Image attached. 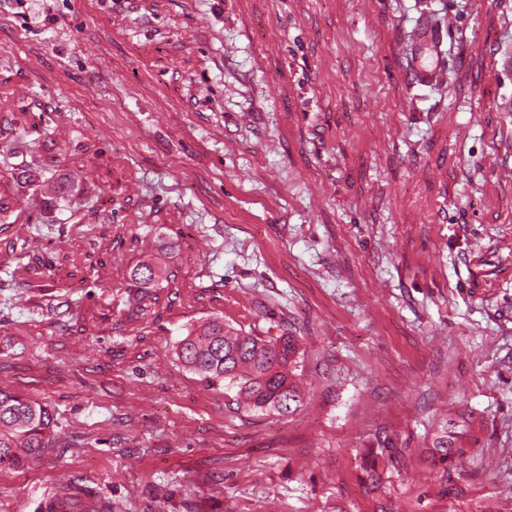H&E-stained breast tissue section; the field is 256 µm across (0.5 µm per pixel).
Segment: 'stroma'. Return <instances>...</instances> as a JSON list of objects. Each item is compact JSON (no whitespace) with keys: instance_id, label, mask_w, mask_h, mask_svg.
<instances>
[{"instance_id":"1","label":"stroma","mask_w":512,"mask_h":512,"mask_svg":"<svg viewBox=\"0 0 512 512\" xmlns=\"http://www.w3.org/2000/svg\"><path fill=\"white\" fill-rule=\"evenodd\" d=\"M509 58L512 0H0V389L60 430L0 512H512ZM213 317L290 412L182 364ZM297 340L294 336L263 339L224 325L215 317L199 329L189 328L177 355L209 384L238 388L236 401L250 410L290 411L299 397L296 384ZM459 435L455 431H448V424L444 425L432 442V448H428L430 462L434 465L448 466L453 459H459L464 454V448H451L452 444L458 443Z\"/></svg>"}]
</instances>
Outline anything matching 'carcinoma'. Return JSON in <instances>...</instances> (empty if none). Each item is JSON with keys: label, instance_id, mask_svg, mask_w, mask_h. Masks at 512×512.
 <instances>
[{"label": "carcinoma", "instance_id": "carcinoma-1", "mask_svg": "<svg viewBox=\"0 0 512 512\" xmlns=\"http://www.w3.org/2000/svg\"><path fill=\"white\" fill-rule=\"evenodd\" d=\"M152 270L136 265L130 281L146 292L155 285ZM177 355L190 370L209 384L238 388L236 401L251 410L290 411L299 397L296 384L297 340L293 336L264 339L224 324L215 317L200 328H190L177 347ZM58 424L47 406L31 398L0 389V467L18 468L54 448ZM458 433L443 426L428 449L430 462L444 465L460 458L454 448Z\"/></svg>", "mask_w": 512, "mask_h": 512}]
</instances>
